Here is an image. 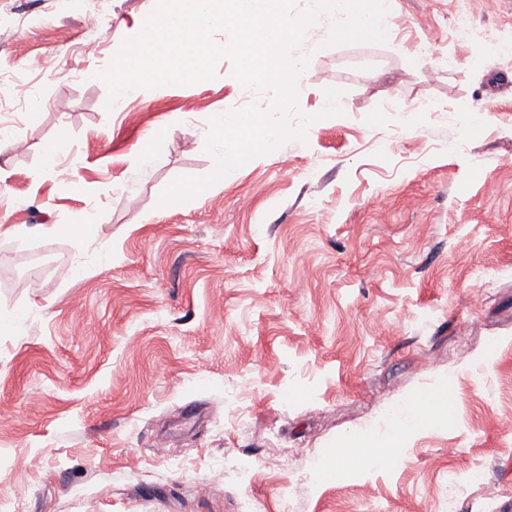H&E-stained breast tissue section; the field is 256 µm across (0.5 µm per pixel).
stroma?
I'll return each mask as SVG.
<instances>
[{"label":"stroma","instance_id":"stroma-1","mask_svg":"<svg viewBox=\"0 0 512 512\" xmlns=\"http://www.w3.org/2000/svg\"><path fill=\"white\" fill-rule=\"evenodd\" d=\"M385 2L386 43L326 46L325 17L296 50L298 113L335 88L341 115L166 205L213 171L212 118L270 94L225 58L110 108L93 74L156 0L0 13V512H512V0H469L492 38L463 54L458 0ZM62 135L71 184L41 171ZM448 378L370 464L362 435Z\"/></svg>","mask_w":512,"mask_h":512}]
</instances>
